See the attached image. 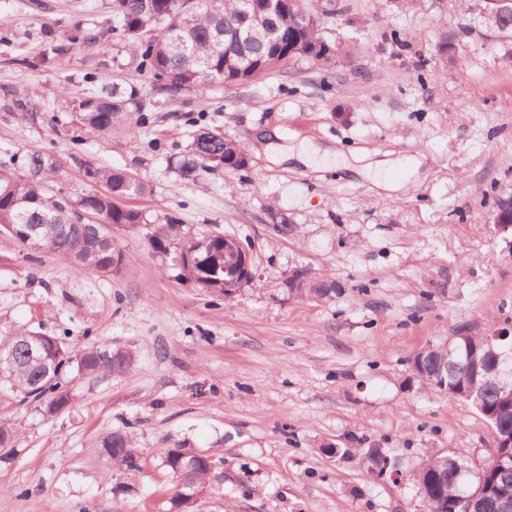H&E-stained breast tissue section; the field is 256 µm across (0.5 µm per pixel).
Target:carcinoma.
I'll use <instances>...</instances> for the list:
<instances>
[{
  "mask_svg": "<svg viewBox=\"0 0 512 512\" xmlns=\"http://www.w3.org/2000/svg\"><path fill=\"white\" fill-rule=\"evenodd\" d=\"M466 10L479 15L496 14L498 23L489 28L498 34L512 33V12L503 11L501 0H461ZM266 22L276 31L281 52L290 60L328 63L339 57L338 36L327 37L323 18L336 14L333 0L319 9L309 0H264ZM250 0H112V13L119 25L114 33L123 39L131 53L139 57L140 68L147 70L161 87L180 91L203 90L222 82L240 85L272 70L268 39L251 34L254 26ZM73 111L87 129L101 134L114 127L131 131L149 124L152 104L134 85L112 87L94 97L73 101ZM245 153L243 145L224 139L214 128H202L190 144V152L177 163L180 175L189 180L223 171L224 161ZM86 179L106 187L103 192L89 191L72 197L63 189L55 192L47 183L59 179L61 165L39 152L29 156L27 174L0 172V230L12 227L9 235L19 244L27 242L21 232L37 228L33 242L40 249L77 262L83 269L98 272L112 265V258L124 259L112 239L92 231H79L74 223L83 215H92L100 224L136 227L151 226L147 234L151 249L162 255L180 253L181 261L172 268L174 278L214 295H225L224 234L191 233L168 217L150 220L140 210L118 204L129 196H145L151 187L122 169L98 167L75 157ZM289 290L306 296L328 298L336 289L308 276L297 268L286 280ZM455 351L457 361L440 367L445 349ZM0 355L11 356L14 371L0 376V383L19 388L25 397L39 404L43 414L53 417L72 403L71 389L61 382L74 371L78 376L124 374L133 367L135 355L128 348L88 346L72 350L55 336L23 331L3 348ZM492 363L490 347L483 336H448V346L432 345L429 351L414 352L409 358L412 381L422 387H436L439 378L448 382V396L466 404L485 420H494L495 430L503 438L512 437V392H501L488 381ZM481 395L479 405L468 401L469 392ZM102 453L126 470L139 468V450L131 436L122 431L107 435ZM503 448H493L481 459H466L448 454L425 459L416 472V482L428 512H441L444 505L458 502L457 512H501L500 500L512 498V469H504L499 458ZM338 456L356 458L372 473L379 475L389 467L383 448H340ZM162 463L175 479L173 501L178 512H195L198 499L212 474L211 462L198 458L191 471L193 485H182L183 465L180 455L164 453Z\"/></svg>",
  "mask_w": 512,
  "mask_h": 512,
  "instance_id": "1",
  "label": "carcinoma"
}]
</instances>
